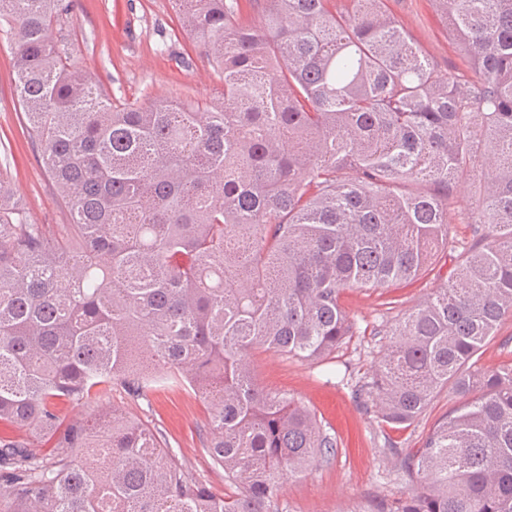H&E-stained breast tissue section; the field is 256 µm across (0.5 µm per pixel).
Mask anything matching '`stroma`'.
Here are the masks:
<instances>
[{
	"label": "stroma",
	"instance_id": "stroma-1",
	"mask_svg": "<svg viewBox=\"0 0 512 512\" xmlns=\"http://www.w3.org/2000/svg\"><path fill=\"white\" fill-rule=\"evenodd\" d=\"M70 2L65 27L78 35L71 58L113 104L180 99L203 105L222 96V75L191 37L176 29L175 0ZM388 9L440 68L470 73L466 56L430 0H388ZM13 63L9 41L0 35V166L6 167L30 223L44 225L49 235L56 236L70 223L71 216L26 136ZM473 202L472 182L463 180L451 205L449 248L459 250L470 242L472 227L467 217ZM442 283L438 267L433 266L406 285L347 292L342 303L359 334L328 361L310 363L272 351L254 352L258 384L299 398L338 442L334 458L288 479L274 498L271 512H373L379 503L408 495L411 479L390 452L388 441L397 442L406 452L422 447L458 400L451 389H441L411 426L392 429L380 422L375 405L367 404L358 390L370 381L389 345V337L381 333L383 326L408 312ZM111 403L126 416L159 428L168 446L196 475L223 488L224 473L211 466L201 442L207 410L199 395L161 389L149 400L134 401L116 389Z\"/></svg>",
	"mask_w": 512,
	"mask_h": 512
}]
</instances>
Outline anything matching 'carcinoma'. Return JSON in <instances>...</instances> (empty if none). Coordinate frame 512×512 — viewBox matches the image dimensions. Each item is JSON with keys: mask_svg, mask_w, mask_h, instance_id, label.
<instances>
[{"mask_svg": "<svg viewBox=\"0 0 512 512\" xmlns=\"http://www.w3.org/2000/svg\"><path fill=\"white\" fill-rule=\"evenodd\" d=\"M224 76L186 101L112 105L71 62L68 0H0L28 138L69 209L28 220L0 169V512H270L336 437L250 352L324 360L355 335L347 290L447 280L384 335L368 391L400 429L460 405L403 460L416 488L374 512H512V362L474 370L512 316V0H433L475 77L437 69L387 0H177ZM260 9V24L244 18ZM484 161L466 252L448 201ZM220 386L204 450L224 492L162 432L60 406L112 388Z\"/></svg>", "mask_w": 512, "mask_h": 512, "instance_id": "carcinoma-1", "label": "carcinoma"}]
</instances>
